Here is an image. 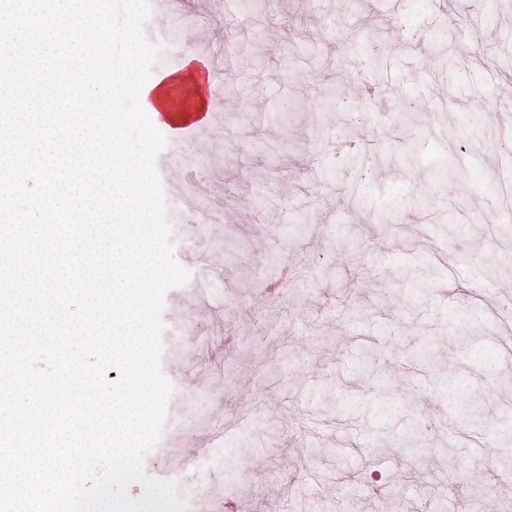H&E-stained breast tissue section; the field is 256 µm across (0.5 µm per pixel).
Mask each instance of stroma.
Segmentation results:
<instances>
[{
    "instance_id": "1",
    "label": "stroma",
    "mask_w": 512,
    "mask_h": 512,
    "mask_svg": "<svg viewBox=\"0 0 512 512\" xmlns=\"http://www.w3.org/2000/svg\"><path fill=\"white\" fill-rule=\"evenodd\" d=\"M449 3L445 15L436 0H273L258 25L242 0L154 8L146 33L166 46L154 75L184 76L175 103L214 116L166 131L157 160L190 278L165 297L173 394L144 466L184 497L185 455L207 454L214 503L230 512H457L425 497L437 478L465 503L495 481L476 512H512L496 466L512 449V375L488 341L489 302L512 291L499 185L512 145L489 110L512 82V0L491 13L486 0ZM372 28L401 86L386 128L376 108L354 118L331 102L363 93L349 63L369 54ZM450 379L482 402L471 434L497 442L485 462L445 453L458 430Z\"/></svg>"
}]
</instances>
